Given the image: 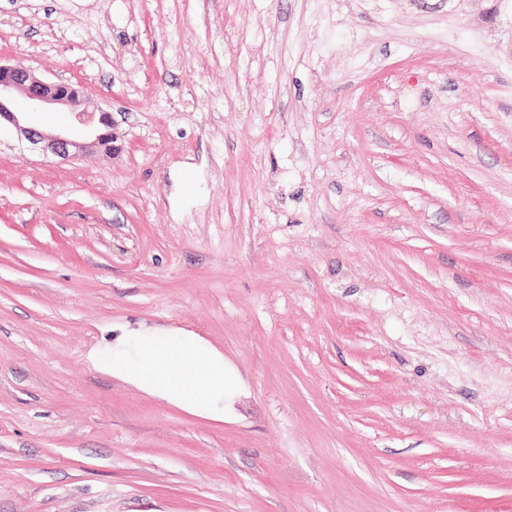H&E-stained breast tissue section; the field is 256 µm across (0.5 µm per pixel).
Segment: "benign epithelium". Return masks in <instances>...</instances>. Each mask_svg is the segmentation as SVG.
<instances>
[{
    "mask_svg": "<svg viewBox=\"0 0 512 512\" xmlns=\"http://www.w3.org/2000/svg\"><path fill=\"white\" fill-rule=\"evenodd\" d=\"M23 95L33 110L56 107H68L75 112L77 121L86 126L84 139L75 140L65 132L47 133L34 126L21 123L14 110L16 95ZM81 92L72 83L59 79L46 82L32 71L0 63V121L11 124L33 149L43 155L54 156L62 160H72L81 154L103 146V142L112 138V115L100 108L97 125L88 126L84 119L85 110L80 108Z\"/></svg>",
    "mask_w": 512,
    "mask_h": 512,
    "instance_id": "1",
    "label": "benign epithelium"
}]
</instances>
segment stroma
Wrapping results in <instances>:
<instances>
[{"mask_svg":"<svg viewBox=\"0 0 512 512\" xmlns=\"http://www.w3.org/2000/svg\"><path fill=\"white\" fill-rule=\"evenodd\" d=\"M113 148L0 125V512H512V0H0ZM224 355V419L98 370Z\"/></svg>","mask_w":512,"mask_h":512,"instance_id":"35a3bbf8","label":"stroma"}]
</instances>
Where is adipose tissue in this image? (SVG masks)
Returning <instances> with one entry per match:
<instances>
[{
    "instance_id": "obj_1",
    "label": "adipose tissue",
    "mask_w": 512,
    "mask_h": 512,
    "mask_svg": "<svg viewBox=\"0 0 512 512\" xmlns=\"http://www.w3.org/2000/svg\"><path fill=\"white\" fill-rule=\"evenodd\" d=\"M91 361L103 373L191 415L224 419V356L200 336L139 330L104 343Z\"/></svg>"
}]
</instances>
